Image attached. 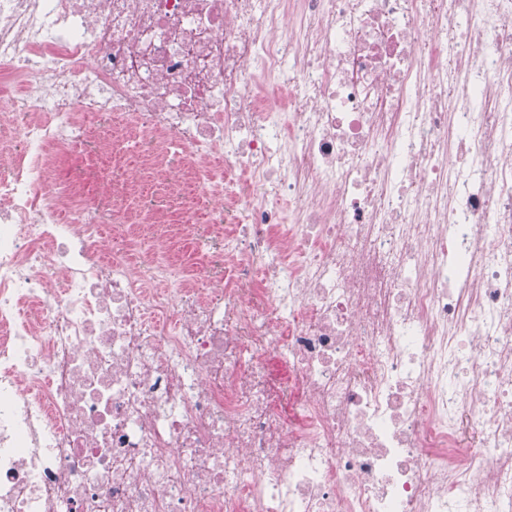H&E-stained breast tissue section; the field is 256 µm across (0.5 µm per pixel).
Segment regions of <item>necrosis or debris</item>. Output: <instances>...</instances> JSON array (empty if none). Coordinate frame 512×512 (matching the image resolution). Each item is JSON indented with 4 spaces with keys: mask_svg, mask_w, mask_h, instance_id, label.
<instances>
[{
    "mask_svg": "<svg viewBox=\"0 0 512 512\" xmlns=\"http://www.w3.org/2000/svg\"><path fill=\"white\" fill-rule=\"evenodd\" d=\"M0 512H512V0H0Z\"/></svg>",
    "mask_w": 512,
    "mask_h": 512,
    "instance_id": "obj_1",
    "label": "necrosis or debris"
}]
</instances>
